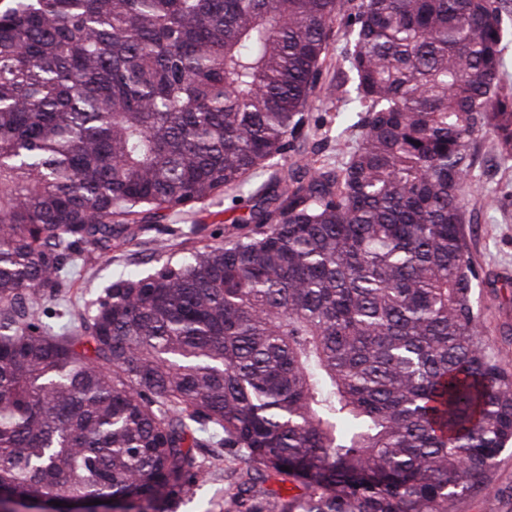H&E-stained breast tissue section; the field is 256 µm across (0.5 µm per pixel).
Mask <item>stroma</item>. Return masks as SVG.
I'll use <instances>...</instances> for the list:
<instances>
[{
	"label": "stroma",
	"instance_id": "35a3bbf8",
	"mask_svg": "<svg viewBox=\"0 0 512 512\" xmlns=\"http://www.w3.org/2000/svg\"><path fill=\"white\" fill-rule=\"evenodd\" d=\"M349 35L337 28L328 48L319 78L318 96L311 110L312 120L303 129L309 141L320 143L328 162H336V136L354 140L355 132L345 131L336 117L343 102L330 96L336 73L345 65L344 53ZM476 164L474 174L485 193L484 199L471 201L464 230L479 278L473 289L474 306L481 315L493 349L512 359V288L499 287L502 278H512V162H503L491 137H478L472 144ZM226 218L224 200L217 197L198 205L193 212L168 217L154 230L143 233L115 257H102L83 272L72 289L80 305L92 304L118 269L130 261H150L161 242L181 241L191 224L217 225ZM499 495L477 494L457 505V512H512V447L498 456L495 468Z\"/></svg>",
	"mask_w": 512,
	"mask_h": 512
}]
</instances>
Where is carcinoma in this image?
I'll return each mask as SVG.
<instances>
[{"label": "carcinoma", "mask_w": 512, "mask_h": 512, "mask_svg": "<svg viewBox=\"0 0 512 512\" xmlns=\"http://www.w3.org/2000/svg\"><path fill=\"white\" fill-rule=\"evenodd\" d=\"M504 7L0 0V500L172 512L225 455L231 512L492 490L512 364L463 224L474 137L512 159ZM339 23L334 166L300 135ZM219 196L213 242L72 300L92 254Z\"/></svg>", "instance_id": "obj_1"}]
</instances>
